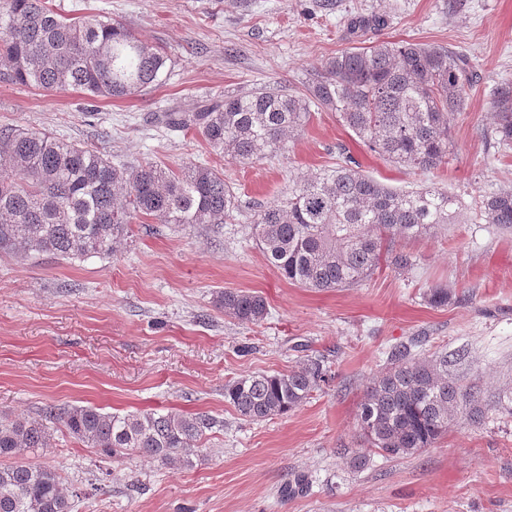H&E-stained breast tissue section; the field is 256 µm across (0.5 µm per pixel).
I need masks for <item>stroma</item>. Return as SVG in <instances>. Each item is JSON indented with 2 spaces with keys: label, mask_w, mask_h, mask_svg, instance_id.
Returning <instances> with one entry per match:
<instances>
[{
  "label": "stroma",
  "mask_w": 512,
  "mask_h": 512,
  "mask_svg": "<svg viewBox=\"0 0 512 512\" xmlns=\"http://www.w3.org/2000/svg\"><path fill=\"white\" fill-rule=\"evenodd\" d=\"M67 18L107 17L162 48L160 85L124 99L47 91L0 78V130L41 131L96 146L132 171L204 164L240 200L227 223L134 221L114 255L72 261L0 253V414L39 420L46 406L112 413H206L217 421L188 466L110 458L55 424L36 460L79 490L73 512H512V229L487 223L484 196L512 189L492 90L512 82V0H48ZM383 24L350 37L357 16ZM440 45L468 57L473 83L450 131L448 160L425 173L372 151L335 113L312 111L281 151L248 163L213 152L162 115L268 84L303 90L350 47ZM399 191L433 183L461 203L457 223L405 242L412 267L381 264L358 286L303 288L271 267L252 236L259 206L335 166ZM444 286L448 305L426 289ZM234 288L265 297L242 323L215 304ZM446 354L476 392L482 421L459 419L423 452L388 458L359 437L358 406L395 345ZM319 358L328 379L306 403L252 422L224 386ZM363 455L367 466L354 468Z\"/></svg>",
  "instance_id": "obj_1"
}]
</instances>
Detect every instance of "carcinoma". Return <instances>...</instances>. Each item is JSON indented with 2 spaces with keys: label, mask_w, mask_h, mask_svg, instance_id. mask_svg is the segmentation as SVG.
I'll return each instance as SVG.
<instances>
[{
  "label": "carcinoma",
  "mask_w": 512,
  "mask_h": 512,
  "mask_svg": "<svg viewBox=\"0 0 512 512\" xmlns=\"http://www.w3.org/2000/svg\"><path fill=\"white\" fill-rule=\"evenodd\" d=\"M169 57L112 21L66 18L46 0H0V75L46 90L76 88L120 99L146 91L168 72ZM473 73L444 46L381 42L327 58L305 92L278 85L224 99L196 112L171 111L166 126L194 130L214 151L245 163L283 148L311 107L339 121L377 153L422 171L445 162L449 130L466 102ZM496 136L512 145V83L494 91ZM487 223L512 228V189L482 202ZM457 200L427 186L398 191L362 174L349 156L313 179L294 182L279 201L253 215L252 233L267 261L304 288H350L386 260L412 256L395 238L416 239L454 223ZM238 209L224 174L206 165L180 171L147 164L112 165L96 147L42 132L0 130V252L52 254L61 260L110 256L135 218L162 224H222ZM216 304L239 321L268 315L259 294L226 288ZM326 381L321 361L286 374H256L224 385V398L253 422L284 415ZM482 417L473 388L448 376V356L421 358L412 345L392 348L385 370L367 387L357 421L361 437L387 456L432 447L457 417ZM60 422L89 448L129 452L160 463L191 464L215 418L170 412L111 413L94 406L49 407L45 421L0 416V512H72L73 492L52 466L29 460L48 446Z\"/></svg>",
  "instance_id": "carcinoma-1"
}]
</instances>
